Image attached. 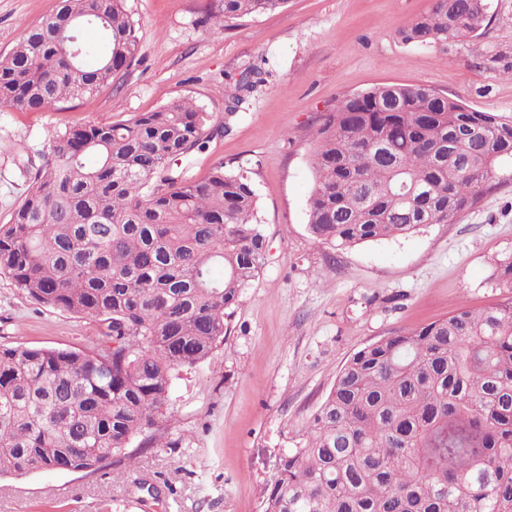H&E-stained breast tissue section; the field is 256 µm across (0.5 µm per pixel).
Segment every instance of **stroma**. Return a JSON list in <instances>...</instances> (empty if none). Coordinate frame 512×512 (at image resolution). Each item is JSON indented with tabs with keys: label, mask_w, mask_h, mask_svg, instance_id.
I'll list each match as a JSON object with an SVG mask.
<instances>
[{
	"label": "stroma",
	"mask_w": 512,
	"mask_h": 512,
	"mask_svg": "<svg viewBox=\"0 0 512 512\" xmlns=\"http://www.w3.org/2000/svg\"><path fill=\"white\" fill-rule=\"evenodd\" d=\"M208 0H125L137 62L92 97L37 112L0 106V225L27 195L53 138L194 100L225 117L226 75L257 66L264 81L231 131L179 158L204 177L214 160L246 174L268 240L223 343L177 371L166 420L131 443L121 480L44 470L0 477V512H263L279 454L303 433L336 374L359 349L429 324L461 305L512 295L496 279L512 254V178L484 189L454 222L336 250L308 230L309 155L322 116L345 96L382 84L430 88L512 122V0H487L479 35L444 44L398 31L433 0H288L284 9L203 27ZM58 0H0V53ZM95 319L43 306L0 274V344L81 350Z\"/></svg>",
	"instance_id": "obj_1"
}]
</instances>
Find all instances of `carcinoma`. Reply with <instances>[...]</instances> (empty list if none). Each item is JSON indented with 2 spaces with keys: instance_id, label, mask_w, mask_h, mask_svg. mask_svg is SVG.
I'll return each mask as SVG.
<instances>
[{
  "instance_id": "cac0c4a2",
  "label": "carcinoma",
  "mask_w": 512,
  "mask_h": 512,
  "mask_svg": "<svg viewBox=\"0 0 512 512\" xmlns=\"http://www.w3.org/2000/svg\"><path fill=\"white\" fill-rule=\"evenodd\" d=\"M287 0H209L206 22ZM486 0H434L405 42L476 35ZM94 30L99 43L84 32ZM78 40L67 53L62 31ZM139 54L124 0H60L0 53V105L44 110L91 97ZM262 82L235 78L224 125L187 98L57 135L11 222L0 274L38 303L98 319L84 350L0 345V476L72 460L89 472L127 453L171 403L175 370L208 359L262 272L259 195L217 161L171 168L227 133ZM512 162V123L458 97L385 84L328 113L310 156L308 229L337 250L447 224ZM223 275L216 277L215 268ZM263 512H512V297L375 341L341 367L294 447L278 457Z\"/></svg>"
}]
</instances>
